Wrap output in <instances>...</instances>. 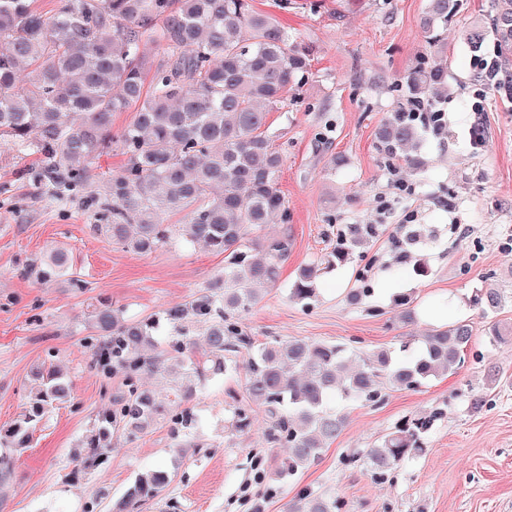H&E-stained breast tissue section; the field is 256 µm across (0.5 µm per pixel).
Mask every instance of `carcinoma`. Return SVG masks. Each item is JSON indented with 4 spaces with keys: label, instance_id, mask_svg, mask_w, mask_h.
Segmentation results:
<instances>
[{
    "label": "carcinoma",
    "instance_id": "carcinoma-1",
    "mask_svg": "<svg viewBox=\"0 0 512 512\" xmlns=\"http://www.w3.org/2000/svg\"><path fill=\"white\" fill-rule=\"evenodd\" d=\"M50 17L35 0H0V138L19 153L38 155L28 172L36 184L96 207L93 233L123 250L152 253L173 242L201 243L224 255V272L189 299L134 319L102 303L91 312L92 367L109 379L123 374L112 405L98 412L86 442L85 467L105 462L112 432H141L158 420L191 433L195 416L184 406L198 385L227 371L246 374V400L232 412L233 426H252L254 408L266 416V435L286 449L275 480L285 483L315 464L341 433L342 402L377 405L389 387L414 390L457 370L473 339L465 321L411 336L400 354L381 350L366 358L341 344L275 339L253 345L240 317L281 286L288 257V207L279 188L284 158L275 147L268 110L284 105L288 90L305 79L310 50L298 44L274 17L252 0H59ZM459 0H428L423 29L440 46L439 29L455 21ZM493 52L483 54L487 37ZM476 57L475 79L512 104V0H490L480 22L465 31ZM153 42L162 53L149 54ZM443 63L414 69L406 78L408 100L432 109L445 87ZM133 110L132 120L112 130L115 112ZM376 139L388 158L417 163L413 152L423 130L404 109L378 127ZM118 149L126 163L98 178L92 164ZM181 223L170 224L171 215ZM378 235L375 224H349L328 255L334 266L350 260L351 247ZM419 234L396 241L397 261L411 258ZM70 257L56 248L33 266L48 283L69 274ZM316 270L300 268L289 296L316 297ZM486 317L503 296L496 288L475 295ZM177 332L165 355L153 356L161 324ZM203 328L205 353L185 360ZM492 345L512 342V328L493 322ZM244 348V362L226 356ZM183 370L174 398L162 400L140 377ZM39 386L28 409L0 426V488L15 452L30 446L45 414L67 399L70 382L50 368L37 373ZM439 413L405 418L381 446L364 455L367 470L384 477L422 449ZM176 471L155 469L136 477L112 512H138L162 495ZM343 503L303 489L290 512H341Z\"/></svg>",
    "mask_w": 512,
    "mask_h": 512
}]
</instances>
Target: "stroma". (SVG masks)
Returning <instances> with one entry per match:
<instances>
[{"label":"stroma","instance_id":"1","mask_svg":"<svg viewBox=\"0 0 512 512\" xmlns=\"http://www.w3.org/2000/svg\"><path fill=\"white\" fill-rule=\"evenodd\" d=\"M461 2L456 24L443 33L448 90L440 107L448 134L430 139L420 168H404L409 188L399 191L375 131L405 104L404 76L435 56L422 28L427 0H254L311 48L312 61L308 80L288 93L291 105L268 115L280 132L292 248L283 287L242 316L245 334L259 344L288 337L342 344L366 356L450 322H468L474 333L454 373L415 390H387L377 406H345L346 425L321 460L280 486L273 474L284 451L268 443L262 410L249 432L226 427L232 405L246 396L241 370L198 386L191 435L174 437L163 421L136 435L121 431L111 438L108 461L83 469L94 418L123 383L122 374L105 382L90 367L84 338L93 304L109 300L129 317L157 312L210 283L224 258L197 244L146 256L124 251L90 231L92 212L53 188L34 187L25 172L36 156L0 140V425L23 412L37 368L56 367L72 381L68 401L46 413L30 447L16 455L0 512H83L95 499L110 512L138 474L171 466L179 448L177 477L143 512H288L306 487L341 499L342 512H512V346L486 343L488 320L472 304L481 289H501L496 319L512 325V110L474 80L459 33L489 0ZM475 119L486 144L461 151ZM349 224H376L380 233L355 249L351 263L320 269ZM404 224H430L435 232L416 253L427 274L409 270L396 279L388 265ZM57 246L68 251L83 287L64 279L41 285L30 274ZM308 265L319 269L318 293L304 304L287 286ZM363 272L373 292L356 301L351 294ZM397 294L410 298L412 323L401 321ZM491 369L499 377L492 386ZM476 396L482 404L475 409ZM437 408L444 416L423 451L384 479L346 465L401 418Z\"/></svg>","mask_w":512,"mask_h":512}]
</instances>
